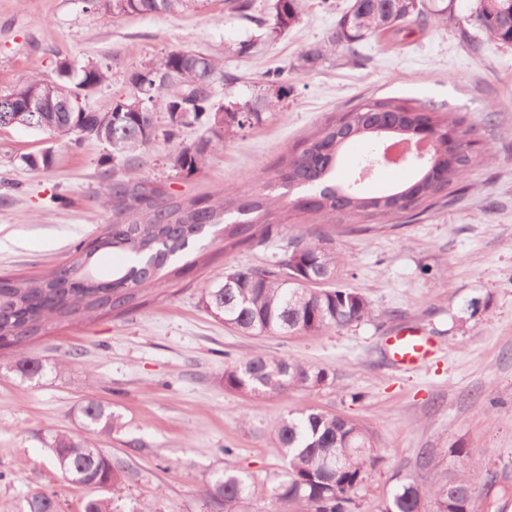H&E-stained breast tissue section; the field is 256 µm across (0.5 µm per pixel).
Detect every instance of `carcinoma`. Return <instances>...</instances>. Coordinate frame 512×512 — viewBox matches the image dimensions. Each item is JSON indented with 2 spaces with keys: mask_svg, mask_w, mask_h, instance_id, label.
Masks as SVG:
<instances>
[{
  "mask_svg": "<svg viewBox=\"0 0 512 512\" xmlns=\"http://www.w3.org/2000/svg\"><path fill=\"white\" fill-rule=\"evenodd\" d=\"M86 9L114 16H170L191 6L195 0H85ZM300 0H274V11L265 19L251 14L250 0L234 3L238 12L259 27L277 35L299 19ZM477 0V16L485 34L512 45V0ZM423 16L421 0H353L339 19L328 42L354 51V45L378 31L399 33ZM110 66L88 63L77 66L68 58L57 61L53 76L30 74L15 89L32 92L39 107L29 113L28 127L50 136L75 133L83 140L111 148L112 170L136 164L158 137V115L166 120V138L194 124L208 133L198 142L184 145L169 156L172 167L192 174L205 160L212 143L224 141L225 131L260 120V113L244 114L224 107L213 92L221 73L219 64L191 48L168 52L158 63L130 72L134 93L148 100L149 111L134 112L117 97L105 110H94L86 100L109 79ZM72 92L71 111L61 112L56 101L61 91ZM430 113L434 128L455 129L460 134L461 156L448 166L447 180L437 183L417 170L415 182L394 191L371 195L349 189L336 181L338 161L353 144L364 152L359 167L375 158L381 135L363 132L338 144L344 128L368 114L387 115L392 124L410 127ZM15 115L12 94L0 95V127ZM477 124L450 118L424 103L411 104L392 98H370L352 110L329 119L299 148L284 155L266 178V193L249 190L222 194L215 200L180 199L163 184L143 178H120L101 172L112 180L106 203L118 220L104 224L88 244L76 246V255L51 277L0 276V343L20 348L39 337L52 322L75 321L92 312H121L133 304L146 285L171 273V267L187 257L194 243L214 228L233 245L261 244L269 237L270 208L319 215L361 217L365 220L415 219L444 203L446 190L462 181L474 166L471 137ZM22 161L32 170L53 163L52 149L28 154ZM298 193L291 194V189ZM118 249L130 264L118 270L109 282L97 279L96 255ZM340 262L324 246L320 236L291 235L278 260L269 267L231 268L224 279L207 285L202 292L205 309L216 319L243 333H310L345 328L372 317L371 303L350 288L315 289L307 281L336 279ZM333 381L327 369L291 362L285 358L254 354L224 366V387L245 396L286 392L290 388L315 389ZM83 424L92 433H110L115 416L103 404L90 401L82 408ZM283 455L288 459L286 477L272 489L275 501L292 507V512H353L351 496L376 461L369 432L356 421L316 408L293 412L276 427ZM53 462L74 483L97 491L86 498L83 512H112V501L103 492L119 488L122 477L112 458L90 452L91 441L57 434L49 445ZM249 494L241 475L224 472L209 486L212 499L224 503V512H238ZM425 491L409 482L396 489L382 512H421ZM436 512H475L473 478L466 472L447 478L435 491Z\"/></svg>",
  "mask_w": 512,
  "mask_h": 512,
  "instance_id": "cac0c4a2",
  "label": "carcinoma"
}]
</instances>
